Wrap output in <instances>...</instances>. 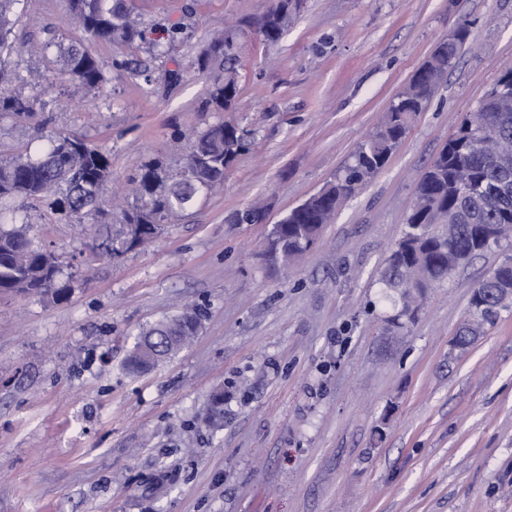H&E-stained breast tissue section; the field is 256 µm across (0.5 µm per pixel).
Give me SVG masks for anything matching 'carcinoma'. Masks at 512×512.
I'll return each mask as SVG.
<instances>
[{"instance_id":"obj_1","label":"carcinoma","mask_w":512,"mask_h":512,"mask_svg":"<svg viewBox=\"0 0 512 512\" xmlns=\"http://www.w3.org/2000/svg\"><path fill=\"white\" fill-rule=\"evenodd\" d=\"M22 0H0V116L34 119L41 110L35 96H26L19 86H39L47 81L44 73L30 70L22 75L13 63L19 45L12 39L20 15ZM82 39L61 49L56 78L75 79L89 91H100L107 82L100 61L92 50L99 41L122 45L139 44L150 48L142 23L132 14L128 0H69ZM289 0H279L276 8L257 23L264 41L274 44L284 32V16ZM458 42L443 46L438 54L440 67L449 69L467 41V24H457ZM224 61L211 76L205 112H225L238 95L236 36L225 33L210 41L198 57L206 64L211 59ZM437 82L429 64H422L408 85L390 104L381 125L383 130L370 134L355 150L351 160L336 174V180L311 196L307 206L292 209L285 221L271 225L265 243V256L274 264L288 265L302 257L320 237L322 214L354 196L388 162L412 123L430 102ZM475 119L464 120L431 162L418 183L406 217V230L384 269L383 282L395 288L403 299L401 314L412 316L411 304L423 297L428 288L446 281L452 272L474 254L502 246L504 238L484 246L478 243L482 224L512 225V194L501 200L500 186L512 187V162L500 164L482 153L483 134L492 133L512 145V66L473 108ZM37 139L45 149L33 156L28 150L0 152V210L17 204L23 213L19 225L0 228V293H48L59 287L61 268L56 258L29 235L31 213L64 224H117L119 229L92 246L97 256L112 259L147 243L172 219L207 198L224 181V172L237 157L252 146L250 133L238 125L220 120L194 131L187 141L184 160L205 167L210 183L201 187L173 181L175 170L153 161L140 168L127 198L109 196L110 156L86 139L45 131L36 126ZM455 224L457 232L444 250L424 236L431 224ZM137 224L143 237H130L128 225ZM512 283V257L498 264L477 285L495 298L494 289ZM512 302L494 309L470 306L473 320L470 335L464 340L469 348L486 326L493 324ZM202 319V311L188 308L181 314L162 320L139 335L130 358L129 371L149 369L159 363L156 347L148 336L163 333L166 325L176 329L175 339L162 345L169 354L179 351L193 336Z\"/></svg>"}]
</instances>
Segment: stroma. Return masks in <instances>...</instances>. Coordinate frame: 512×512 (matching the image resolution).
Returning a JSON list of instances; mask_svg holds the SVG:
<instances>
[{
	"mask_svg": "<svg viewBox=\"0 0 512 512\" xmlns=\"http://www.w3.org/2000/svg\"><path fill=\"white\" fill-rule=\"evenodd\" d=\"M276 3L130 0L154 54L96 44L102 91L45 95L49 129L108 150L115 184L153 159L178 167V135L222 118L193 61L233 27L234 117L254 145L222 190L117 259L71 225H34L72 282L59 299L0 293V512H512V309L451 351L512 243L429 289L411 319L380 280L417 184L512 66V0H293L270 44L256 23ZM460 20L464 48L385 168L301 261L270 264V226L335 179ZM17 34L81 36L68 0H25ZM131 59L149 77L112 67ZM257 203L264 223H235ZM189 305L205 313L193 341L128 372L137 335Z\"/></svg>",
	"mask_w": 512,
	"mask_h": 512,
	"instance_id": "obj_1",
	"label": "stroma"
}]
</instances>
